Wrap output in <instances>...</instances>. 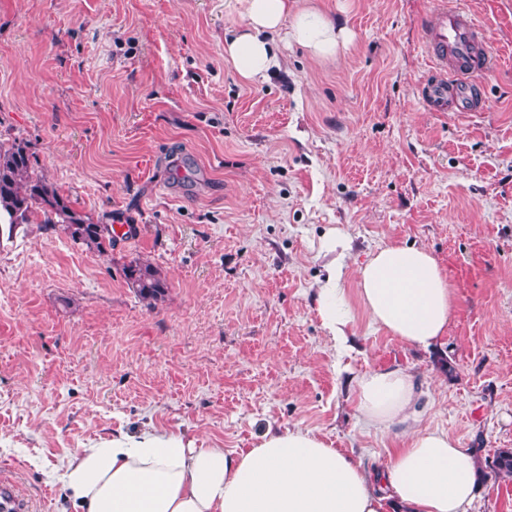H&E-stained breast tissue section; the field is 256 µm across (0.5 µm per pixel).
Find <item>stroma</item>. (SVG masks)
<instances>
[{
    "instance_id": "stroma-1",
    "label": "stroma",
    "mask_w": 512,
    "mask_h": 512,
    "mask_svg": "<svg viewBox=\"0 0 512 512\" xmlns=\"http://www.w3.org/2000/svg\"><path fill=\"white\" fill-rule=\"evenodd\" d=\"M351 42L293 43L262 82L224 58V0H0V141H25L73 207L132 232L100 254L41 224H0V473L59 512L76 449L148 423L227 449L302 427L366 468L396 440L365 428L353 381L401 367L421 423L493 457L512 448V0H311ZM465 10L496 61L481 109L429 112L423 29ZM342 240L349 348L316 290ZM415 245L456 304L441 348L369 320L355 270ZM157 267L164 299L122 268ZM474 512H512L485 472ZM123 277L129 286L143 300L157 302L166 291V280L160 270L151 264L135 262L122 269Z\"/></svg>"
}]
</instances>
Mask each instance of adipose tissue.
<instances>
[{"label": "adipose tissue", "mask_w": 512, "mask_h": 512, "mask_svg": "<svg viewBox=\"0 0 512 512\" xmlns=\"http://www.w3.org/2000/svg\"><path fill=\"white\" fill-rule=\"evenodd\" d=\"M224 7L242 20L225 38L224 55L250 82L277 66L276 37L322 59L335 58L351 39L300 0H224ZM344 274L342 263H331L315 298L322 325L341 350L350 326ZM355 278L371 323L400 342L429 349L446 334L455 299L425 249L379 248ZM354 400L364 425L404 440L375 474L308 429L270 428L255 446L228 451L151 425L72 452L61 474L65 499L72 512H471L475 453L421 426L410 372L372 370L356 379Z\"/></svg>", "instance_id": "1"}]
</instances>
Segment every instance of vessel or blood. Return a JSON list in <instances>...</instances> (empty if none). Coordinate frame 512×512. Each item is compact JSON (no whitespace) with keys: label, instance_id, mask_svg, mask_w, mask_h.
I'll return each instance as SVG.
<instances>
[{"label":"vessel or blood","instance_id":"1","mask_svg":"<svg viewBox=\"0 0 512 512\" xmlns=\"http://www.w3.org/2000/svg\"><path fill=\"white\" fill-rule=\"evenodd\" d=\"M428 47L434 66L421 89V98L434 112H473L477 109L476 76L489 72L493 58L477 54L481 26L464 11L442 9L429 28ZM29 503L15 489L12 477L0 476V512H28Z\"/></svg>","mask_w":512,"mask_h":512}]
</instances>
